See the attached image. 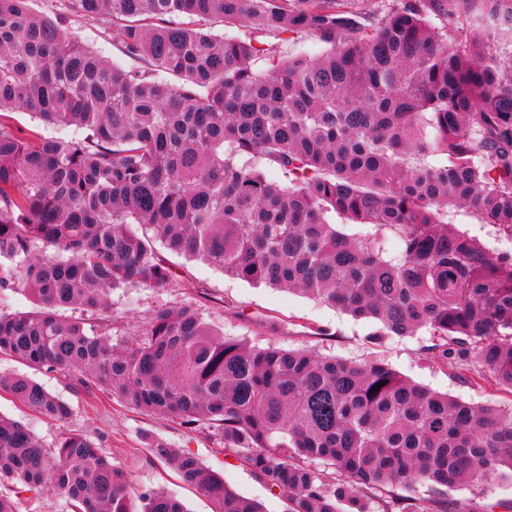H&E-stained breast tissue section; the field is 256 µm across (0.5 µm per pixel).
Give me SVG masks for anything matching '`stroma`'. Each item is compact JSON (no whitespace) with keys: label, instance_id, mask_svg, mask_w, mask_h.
<instances>
[{"label":"stroma","instance_id":"1","mask_svg":"<svg viewBox=\"0 0 512 512\" xmlns=\"http://www.w3.org/2000/svg\"><path fill=\"white\" fill-rule=\"evenodd\" d=\"M73 35L85 45L100 51L114 63L128 69L138 61L127 57L118 41L109 39L99 23L78 17L71 23ZM236 37L249 40L259 35L239 29ZM272 45L276 57L316 58L330 46L311 34L281 39L271 33L260 35ZM449 223L498 252H512V240L498 236L495 228L464 207L448 211ZM179 275L163 288H127L111 293L112 317L120 330L141 328L156 310L192 303L200 306L205 318L225 335L249 343L283 348H307L324 355L349 360L380 359L402 376L464 401L512 407V395L491 388H477L466 380L465 372L434 363L429 348L433 343L427 332L408 337H388L373 343L368 339L375 325L356 320L331 306L300 293L256 287L225 276L198 262L178 258ZM0 370L26 374L48 391L60 396L72 409L64 422L48 419L24 407L9 395L0 394V415L29 426L40 443L54 447L68 434L81 432L100 446L114 464L121 466L134 492L162 489L182 500L190 512H212L210 501L180 481L174 470L152 457L149 446L162 441L170 447L192 452L209 469L223 474L224 481L236 492L262 503L265 512H286L284 500L274 496L267 486L241 465L234 456L218 449L214 435L205 428L190 431L177 421L134 408L121 399L102 392L88 393L77 382L56 372L35 369L4 359ZM450 512H506L512 502V483L497 481L483 487H459L449 490Z\"/></svg>","mask_w":512,"mask_h":512}]
</instances>
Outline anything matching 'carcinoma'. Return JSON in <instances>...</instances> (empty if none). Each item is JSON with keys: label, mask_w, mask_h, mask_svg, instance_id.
<instances>
[{"label": "carcinoma", "mask_w": 512, "mask_h": 512, "mask_svg": "<svg viewBox=\"0 0 512 512\" xmlns=\"http://www.w3.org/2000/svg\"><path fill=\"white\" fill-rule=\"evenodd\" d=\"M54 2L35 13L0 0V290L39 302L0 314V356L212 429L288 512H372L371 494L398 485L426 494L383 512H434L455 487L512 482V410L383 362L228 338L192 304L127 337L109 303L172 280L162 247L375 321L374 341L425 331L435 362L512 393V257L445 219L465 207L512 238V0H393L370 18L352 0ZM73 17L98 20L142 69L78 41ZM215 23L309 33L331 50L277 59ZM13 112L67 133L43 138ZM68 307L90 316L60 319ZM1 392L71 415L23 374H1ZM152 452L212 512H264L196 456ZM2 477L16 494L53 485L68 512H189L158 490L133 508L126 472L93 439L47 450L0 416Z\"/></svg>", "instance_id": "cac0c4a2"}]
</instances>
